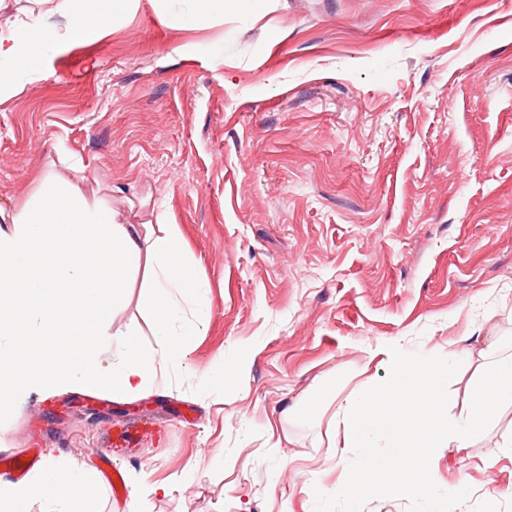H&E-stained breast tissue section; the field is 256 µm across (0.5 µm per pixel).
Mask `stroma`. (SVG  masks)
Instances as JSON below:
<instances>
[{
  "mask_svg": "<svg viewBox=\"0 0 512 512\" xmlns=\"http://www.w3.org/2000/svg\"><path fill=\"white\" fill-rule=\"evenodd\" d=\"M141 0L101 39L65 44L0 101V203L35 174L83 166L108 205L165 214L207 283L187 369L136 398L31 394L0 448L100 466L113 425L162 433L119 448L93 512H512V407L468 451L437 449V487L334 496L328 421L296 414L320 383L347 397L371 347H512V0H263L188 29ZM110 332L154 347L141 286ZM243 365L223 395L197 375ZM168 482L171 497L149 485Z\"/></svg>",
  "mask_w": 512,
  "mask_h": 512,
  "instance_id": "obj_1",
  "label": "stroma"
}]
</instances>
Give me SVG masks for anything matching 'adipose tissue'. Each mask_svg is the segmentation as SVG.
Masks as SVG:
<instances>
[{"label": "adipose tissue", "instance_id": "1", "mask_svg": "<svg viewBox=\"0 0 512 512\" xmlns=\"http://www.w3.org/2000/svg\"><path fill=\"white\" fill-rule=\"evenodd\" d=\"M141 0H0V12L16 19L0 29V98L17 93L22 78L37 72L49 52L84 35H106L112 20L134 13ZM70 17L62 32L46 17ZM39 189L25 204L0 206V416L19 408L34 392L105 391L132 398L160 376L186 364L198 326L209 318L211 298L194 266L183 257L172 224H129L118 212L89 199L78 166L68 174L40 171ZM147 281L145 305L153 317L156 347L144 351L136 331L110 333L108 326L136 270ZM68 354L65 367L44 345ZM45 369L30 377L21 354ZM111 370L100 367L104 355ZM476 358L474 378L457 414L448 412V380L459 359ZM369 358L383 371L368 390L337 399L323 389L306 397L307 419L329 415L338 433L336 448H360L364 455L346 465L338 495L358 500L367 492L408 494L430 490L428 463L435 449L465 450L487 430L502 404H512V350L488 344L479 354L461 349L448 358L408 354L380 343ZM390 449L379 459L378 449ZM83 485L103 490L96 468L71 470L57 460L17 482L0 483V512H24L35 497L47 512H72L73 499L57 492Z\"/></svg>", "mask_w": 512, "mask_h": 512}]
</instances>
